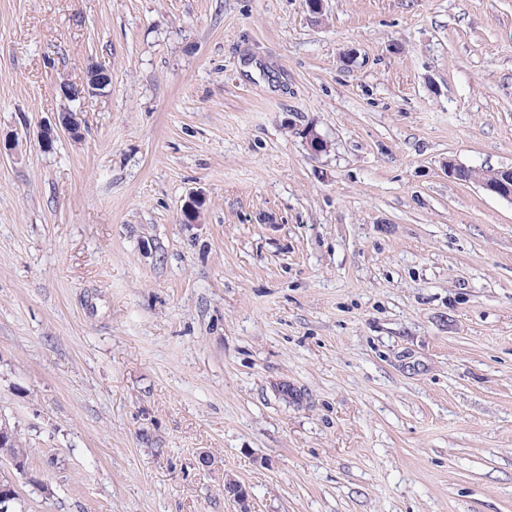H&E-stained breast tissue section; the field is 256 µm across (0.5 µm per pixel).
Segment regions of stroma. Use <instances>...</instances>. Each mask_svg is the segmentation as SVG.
Here are the masks:
<instances>
[{
    "label": "stroma",
    "mask_w": 512,
    "mask_h": 512,
    "mask_svg": "<svg viewBox=\"0 0 512 512\" xmlns=\"http://www.w3.org/2000/svg\"><path fill=\"white\" fill-rule=\"evenodd\" d=\"M0 135L17 512H512V0H0ZM63 130L73 139L82 137V119L80 113L66 110L60 112L53 122L42 124L37 132V138L42 146L47 148L50 141L54 140L58 131ZM448 174L453 178L466 183L473 182L486 193L512 203V168L499 170L497 177L492 180H481L474 175L472 168L455 163L448 164ZM9 428V427H8ZM10 432L1 435L2 444L0 445L1 454L10 457L20 466L28 468L29 458L27 448L23 445L22 439L14 428H9Z\"/></svg>",
    "instance_id": "1"
}]
</instances>
